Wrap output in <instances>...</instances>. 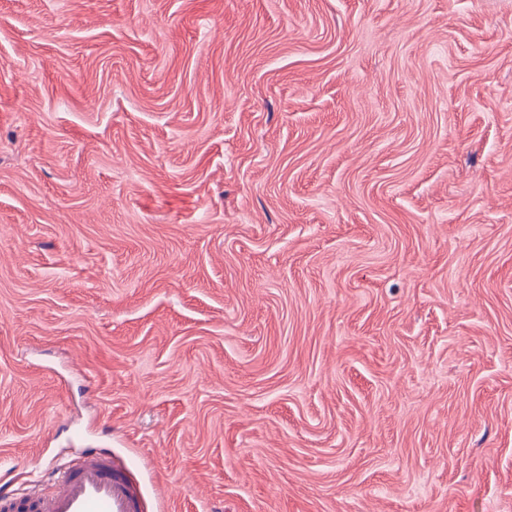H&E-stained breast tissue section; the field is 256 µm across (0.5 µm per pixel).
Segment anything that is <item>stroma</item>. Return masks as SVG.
Listing matches in <instances>:
<instances>
[{
    "label": "stroma",
    "instance_id": "stroma-1",
    "mask_svg": "<svg viewBox=\"0 0 512 512\" xmlns=\"http://www.w3.org/2000/svg\"><path fill=\"white\" fill-rule=\"evenodd\" d=\"M512 512V0H0V491ZM54 490L45 493L33 485L23 496L0 494L2 512H142V503L125 466L97 448L82 455L49 480Z\"/></svg>",
    "mask_w": 512,
    "mask_h": 512
}]
</instances>
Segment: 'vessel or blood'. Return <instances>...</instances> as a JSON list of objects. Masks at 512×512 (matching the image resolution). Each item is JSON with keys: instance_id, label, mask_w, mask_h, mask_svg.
<instances>
[{"instance_id": "1", "label": "vessel or blood", "mask_w": 512, "mask_h": 512, "mask_svg": "<svg viewBox=\"0 0 512 512\" xmlns=\"http://www.w3.org/2000/svg\"><path fill=\"white\" fill-rule=\"evenodd\" d=\"M52 492L32 486L25 495L0 494V512H142L125 466L96 448L50 479Z\"/></svg>"}]
</instances>
